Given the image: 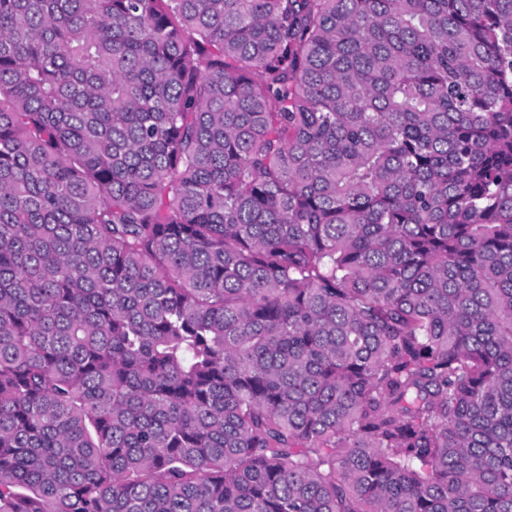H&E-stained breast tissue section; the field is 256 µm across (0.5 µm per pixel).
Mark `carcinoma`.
<instances>
[{"label": "carcinoma", "mask_w": 512, "mask_h": 512, "mask_svg": "<svg viewBox=\"0 0 512 512\" xmlns=\"http://www.w3.org/2000/svg\"><path fill=\"white\" fill-rule=\"evenodd\" d=\"M0 512H512V0H0Z\"/></svg>", "instance_id": "cac0c4a2"}]
</instances>
